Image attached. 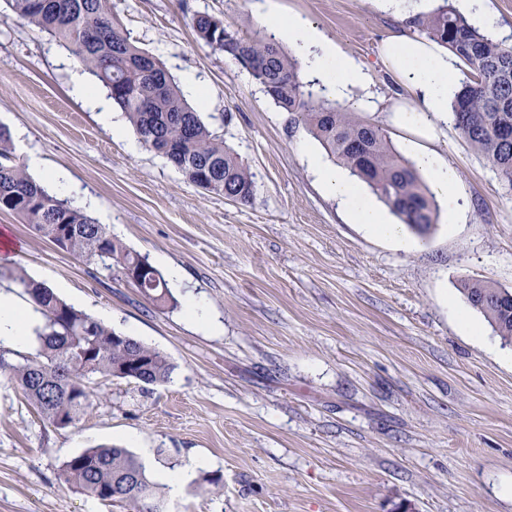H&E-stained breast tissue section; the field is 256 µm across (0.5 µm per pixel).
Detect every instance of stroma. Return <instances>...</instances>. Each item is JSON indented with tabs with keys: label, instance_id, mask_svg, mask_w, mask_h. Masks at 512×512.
<instances>
[{
	"label": "stroma",
	"instance_id": "35a3bbf8",
	"mask_svg": "<svg viewBox=\"0 0 512 512\" xmlns=\"http://www.w3.org/2000/svg\"><path fill=\"white\" fill-rule=\"evenodd\" d=\"M264 0H112V19L175 82L193 76L202 120L250 167L254 196L231 202L187 181L162 156L130 151L70 93L76 62L38 28L0 18V125L22 164L63 169L73 204L161 273L178 269L176 308L85 264L0 211V267H22L76 309L174 364L151 389L95 376L88 413L57 428L0 375V512H123L59 479L65 461L112 444L151 482L192 468L165 512H512V345L476 310L468 335L449 302L463 282L512 291V190L461 137L432 121L428 142L456 175L461 208L404 249L351 223L318 179L333 157L289 122L237 60L199 41L207 13L239 36H267ZM421 0H274L372 68L344 100L301 67L317 99L384 128L396 149L421 131L389 108L406 94L382 45ZM197 302L215 329L188 318ZM207 464L194 468L197 458ZM219 477V486L205 476Z\"/></svg>",
	"mask_w": 512,
	"mask_h": 512
}]
</instances>
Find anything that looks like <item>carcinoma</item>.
I'll list each match as a JSON object with an SVG mask.
<instances>
[{
    "instance_id": "obj_1",
    "label": "carcinoma",
    "mask_w": 512,
    "mask_h": 512,
    "mask_svg": "<svg viewBox=\"0 0 512 512\" xmlns=\"http://www.w3.org/2000/svg\"><path fill=\"white\" fill-rule=\"evenodd\" d=\"M4 2L14 16L69 48L125 113L147 149L163 155L204 190L233 196L241 203L252 199L254 181L248 165L201 120L164 65L114 25L110 0ZM191 22L206 45L243 66L251 64V75L274 104L293 122L303 123L402 223L420 233L429 230L433 197L414 163L395 149L382 127L355 118L348 109L313 101L295 61L274 39H243L209 14H195ZM409 26L448 49L462 64L465 79L451 104L455 128L512 189V44L481 32L449 0L412 18ZM0 211L15 214L58 248L124 280L147 268L136 288L160 308L177 307L162 274L146 257L127 249L104 225L50 194L27 173L16 159L9 130L2 125ZM10 277L30 298L41 323L35 329V353L16 360L15 352L0 348V373L14 380L54 426L79 422L92 405L90 379L97 375L124 379L126 375L116 373L123 364L144 360L140 373L144 385L160 386L170 379L174 365L159 350L132 337L114 339L118 332L67 304L20 267L12 269ZM461 292L500 339L512 344V291L466 282ZM60 480L90 498L122 503L130 512H156L160 505L161 496L144 465L125 448H87L64 462Z\"/></svg>"
}]
</instances>
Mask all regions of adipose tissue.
I'll return each mask as SVG.
<instances>
[{"label": "adipose tissue", "instance_id": "obj_1", "mask_svg": "<svg viewBox=\"0 0 512 512\" xmlns=\"http://www.w3.org/2000/svg\"><path fill=\"white\" fill-rule=\"evenodd\" d=\"M266 22L275 36L288 41L302 56L311 57L314 74L336 95H344L348 87L369 83V74L362 65L344 56L337 46L301 20L272 11L267 14ZM381 57L415 98L414 104L394 105L402 124L412 126L422 116L448 113L449 101L457 92L450 80L455 58L430 40L404 33L385 41ZM317 172L325 189L346 208L354 223L364 225L372 234L402 241L401 225L394 223L342 170L321 165ZM35 323L36 313L28 300L0 290V346L22 345Z\"/></svg>", "mask_w": 512, "mask_h": 512}]
</instances>
